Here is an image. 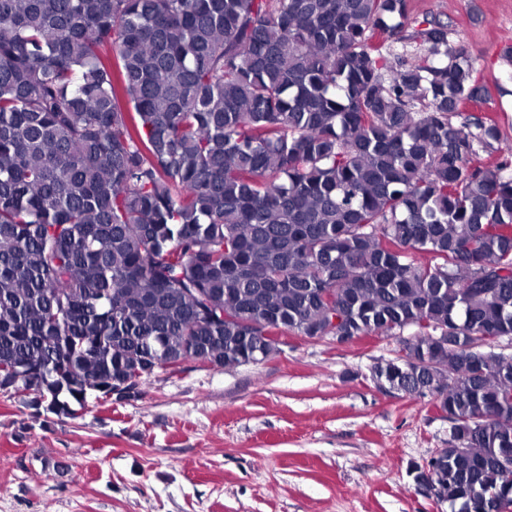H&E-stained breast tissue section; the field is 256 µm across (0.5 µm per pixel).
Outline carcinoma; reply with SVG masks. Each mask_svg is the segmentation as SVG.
<instances>
[{
    "label": "carcinoma",
    "mask_w": 512,
    "mask_h": 512,
    "mask_svg": "<svg viewBox=\"0 0 512 512\" xmlns=\"http://www.w3.org/2000/svg\"><path fill=\"white\" fill-rule=\"evenodd\" d=\"M409 4L0 0V394L75 419L335 314L411 329L372 378L448 414L438 501L512 502V357L468 362L512 337V147Z\"/></svg>",
    "instance_id": "carcinoma-1"
}]
</instances>
